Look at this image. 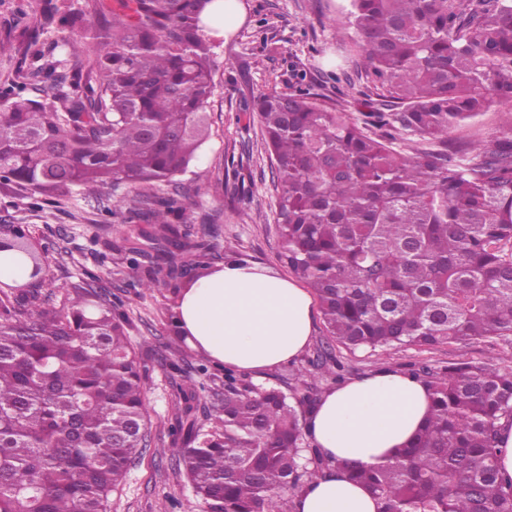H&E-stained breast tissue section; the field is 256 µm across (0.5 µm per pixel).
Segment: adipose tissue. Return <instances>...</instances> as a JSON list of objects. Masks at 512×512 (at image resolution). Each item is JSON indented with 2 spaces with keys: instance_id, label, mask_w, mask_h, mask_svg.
Instances as JSON below:
<instances>
[{
  "instance_id": "adipose-tissue-1",
  "label": "adipose tissue",
  "mask_w": 512,
  "mask_h": 512,
  "mask_svg": "<svg viewBox=\"0 0 512 512\" xmlns=\"http://www.w3.org/2000/svg\"><path fill=\"white\" fill-rule=\"evenodd\" d=\"M177 309L187 345L239 371L261 372L292 361L312 338L309 294L252 262L217 266L183 293ZM429 404L420 380L386 370L327 392L307 428L325 455L372 468L412 440ZM292 507L293 512H377L368 487L337 474L308 484Z\"/></svg>"
}]
</instances>
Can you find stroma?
<instances>
[{
	"instance_id": "stroma-1",
	"label": "stroma",
	"mask_w": 512,
	"mask_h": 512,
	"mask_svg": "<svg viewBox=\"0 0 512 512\" xmlns=\"http://www.w3.org/2000/svg\"><path fill=\"white\" fill-rule=\"evenodd\" d=\"M247 15L228 37L215 41L211 58L214 91L209 100L211 134L197 159L178 178L189 219L211 215L218 234L211 240L215 263L224 261L225 243H233L247 260L288 276L278 258L280 239L275 218L277 192L256 119L246 108L253 95L265 91L293 93L304 87L327 100L340 102L352 118L363 107L366 80L348 85L341 71L357 38L353 28L335 23L341 0H243ZM512 102L503 100L455 130L461 140L487 142L500 136ZM167 184L146 186L149 194L166 196ZM244 194L236 210H229L231 193ZM126 189H112L95 197L83 188L34 207L29 193L16 184L0 185V225L27 226L46 270L40 289L44 306L61 307L65 287L88 283L105 288L107 299L123 302L126 334L136 350L155 348L145 360V402L148 412L147 446L136 456L124 480L112 494L110 512H205L182 470L177 467L180 442L174 435L180 418L181 388L194 386L197 424H206L224 391V369L211 365L207 374L196 371L198 353L188 345L169 348L173 340L174 305L166 286L136 288L138 273L116 267L113 244L138 233L139 225L123 223L129 204ZM322 320H315L309 345L293 361L278 365L254 383L292 387V374L306 366L324 340ZM334 354L347 379L383 369L403 373L428 365L453 362L512 366V342L497 338L471 340L452 347H406L351 350L336 345Z\"/></svg>"
}]
</instances>
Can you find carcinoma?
I'll use <instances>...</instances> for the list:
<instances>
[{"mask_svg":"<svg viewBox=\"0 0 512 512\" xmlns=\"http://www.w3.org/2000/svg\"><path fill=\"white\" fill-rule=\"evenodd\" d=\"M214 0H47L20 66L0 82V180L34 194L72 187L137 191L125 222L152 231L117 248L143 270L135 288L173 298L210 270L186 206L140 189L172 182L209 137ZM383 112L363 121L317 94L251 100L273 164L280 259L311 288L327 334L349 349L454 345L512 337V115L509 133L479 147L450 132L512 100V0H347ZM64 33L69 59L40 32ZM93 32L91 59L77 38ZM0 251L42 273L18 225ZM69 306L40 305L36 284L0 289V512H108L146 441L143 355L117 305L73 286ZM287 394L224 373L213 421L186 418L180 462L208 512H279L336 470L369 487L379 512H512V476L497 459V422L512 419V367L450 363L411 375L430 412L386 464L334 461L305 427L312 382L341 381L327 353Z\"/></svg>","mask_w":512,"mask_h":512,"instance_id":"cac0c4a2","label":"carcinoma"}]
</instances>
